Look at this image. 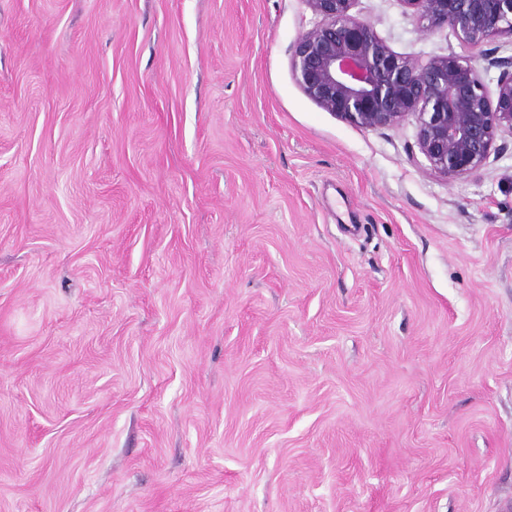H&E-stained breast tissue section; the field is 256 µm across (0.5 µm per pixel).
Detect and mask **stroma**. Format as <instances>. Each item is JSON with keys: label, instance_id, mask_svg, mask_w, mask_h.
I'll return each instance as SVG.
<instances>
[{"label": "stroma", "instance_id": "1", "mask_svg": "<svg viewBox=\"0 0 512 512\" xmlns=\"http://www.w3.org/2000/svg\"><path fill=\"white\" fill-rule=\"evenodd\" d=\"M313 19L0 0V512H512V134L322 110Z\"/></svg>", "mask_w": 512, "mask_h": 512}]
</instances>
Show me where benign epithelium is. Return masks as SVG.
<instances>
[{"mask_svg": "<svg viewBox=\"0 0 512 512\" xmlns=\"http://www.w3.org/2000/svg\"><path fill=\"white\" fill-rule=\"evenodd\" d=\"M315 16L295 41L291 68L321 109L364 129L418 114L417 146L446 178L482 169L498 133H512V56L494 58L495 96L472 56L453 53L423 63L393 51L351 13L354 0H306ZM427 32L452 29L475 50L489 38L512 37V0H401Z\"/></svg>", "mask_w": 512, "mask_h": 512, "instance_id": "obj_1", "label": "benign epithelium"}]
</instances>
